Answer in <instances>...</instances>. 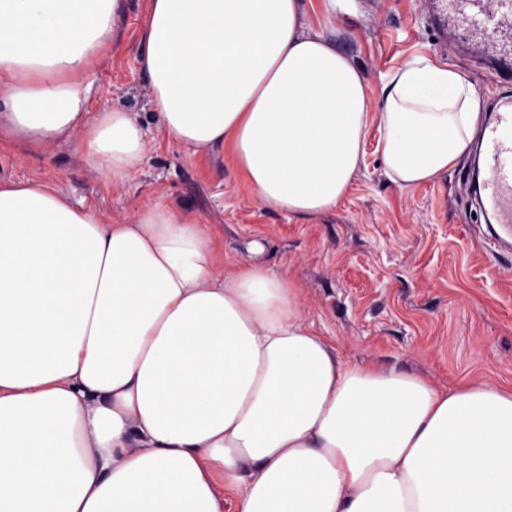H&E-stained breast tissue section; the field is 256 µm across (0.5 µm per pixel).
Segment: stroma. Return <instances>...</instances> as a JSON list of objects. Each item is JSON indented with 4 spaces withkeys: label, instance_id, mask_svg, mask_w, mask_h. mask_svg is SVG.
Instances as JSON below:
<instances>
[{
    "label": "stroma",
    "instance_id": "35a3bbf8",
    "mask_svg": "<svg viewBox=\"0 0 512 512\" xmlns=\"http://www.w3.org/2000/svg\"><path fill=\"white\" fill-rule=\"evenodd\" d=\"M121 27L92 78L91 109L136 114L146 133L139 173L115 189L74 140L34 147L0 140V184L42 183L113 218L160 201L212 230L225 271L260 262L295 280L302 310L343 359L393 368L440 388L512 387V241L492 246L471 198L473 156L433 184L402 187L386 175L377 118L364 157L336 208L308 220L259 204L229 151L188 150L159 128L137 60L147 0H119ZM323 30L362 71L371 102L390 69L418 55L456 66L487 107L512 104L503 73L457 43L434 39L427 0H308Z\"/></svg>",
    "mask_w": 512,
    "mask_h": 512
}]
</instances>
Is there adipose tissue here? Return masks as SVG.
Masks as SVG:
<instances>
[{
  "mask_svg": "<svg viewBox=\"0 0 512 512\" xmlns=\"http://www.w3.org/2000/svg\"><path fill=\"white\" fill-rule=\"evenodd\" d=\"M118 0H0V127L77 139L119 185L136 116H90ZM161 128L230 148L261 205L336 207L369 97L304 0H149L139 47ZM485 102L447 62L391 69L383 162L405 186L467 152ZM512 512V388H436L344 362L293 282L226 274L209 229L162 203L108 220L0 185V512Z\"/></svg>",
  "mask_w": 512,
  "mask_h": 512,
  "instance_id": "adipose-tissue-1",
  "label": "adipose tissue"
}]
</instances>
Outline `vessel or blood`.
I'll return each instance as SVG.
<instances>
[{
	"label": "vessel or blood",
	"instance_id": "obj_1",
	"mask_svg": "<svg viewBox=\"0 0 512 512\" xmlns=\"http://www.w3.org/2000/svg\"><path fill=\"white\" fill-rule=\"evenodd\" d=\"M438 30L462 34L478 57L512 62V0H436ZM480 200L495 224L512 232V107L481 132Z\"/></svg>",
	"mask_w": 512,
	"mask_h": 512
}]
</instances>
